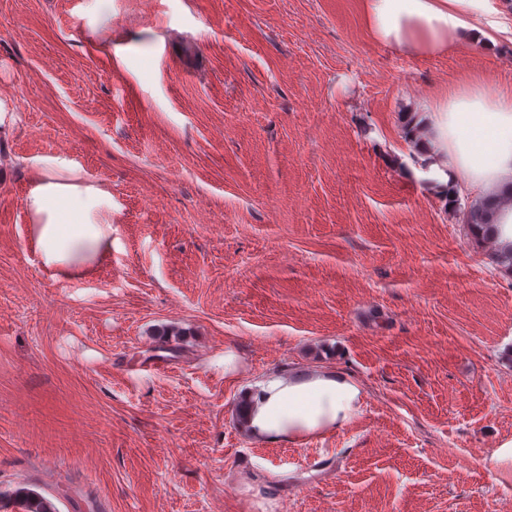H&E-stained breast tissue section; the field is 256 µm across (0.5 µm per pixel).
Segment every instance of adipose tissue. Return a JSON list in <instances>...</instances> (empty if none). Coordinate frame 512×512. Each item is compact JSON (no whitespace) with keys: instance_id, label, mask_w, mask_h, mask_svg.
<instances>
[{"instance_id":"1","label":"adipose tissue","mask_w":512,"mask_h":512,"mask_svg":"<svg viewBox=\"0 0 512 512\" xmlns=\"http://www.w3.org/2000/svg\"><path fill=\"white\" fill-rule=\"evenodd\" d=\"M361 17L374 42L403 54H443L457 39L498 46L490 0H361ZM412 141L444 200L468 191L498 200L495 244L512 251V92L488 93L479 78L449 86ZM31 168L23 207L42 269L56 280L92 274L112 253V224L97 219L111 210V193L56 157L37 158ZM244 400L249 434L278 443L344 427L358 414L361 393L333 371L303 380L278 372L248 389Z\"/></svg>"}]
</instances>
